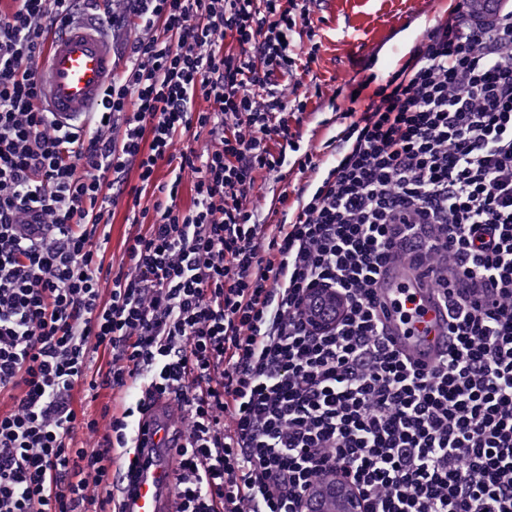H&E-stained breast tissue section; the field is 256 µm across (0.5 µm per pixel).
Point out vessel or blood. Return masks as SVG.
<instances>
[{
  "instance_id": "obj_1",
  "label": "vessel or blood",
  "mask_w": 512,
  "mask_h": 512,
  "mask_svg": "<svg viewBox=\"0 0 512 512\" xmlns=\"http://www.w3.org/2000/svg\"><path fill=\"white\" fill-rule=\"evenodd\" d=\"M112 48L102 25H60L40 70L38 84L46 107L56 122L68 128L84 127L100 102L112 75ZM386 317V334L423 369L433 368L448 348V316L437 303L422 269L408 264L388 267L378 291ZM157 398L148 415L135 425L136 442L153 453L137 477H130L124 461L112 465L114 495L129 512H173L175 482L174 441L164 409Z\"/></svg>"
}]
</instances>
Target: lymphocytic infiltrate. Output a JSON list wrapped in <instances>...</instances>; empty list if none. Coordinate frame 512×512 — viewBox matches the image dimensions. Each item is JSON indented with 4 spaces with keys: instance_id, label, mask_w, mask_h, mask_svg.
Listing matches in <instances>:
<instances>
[{
    "instance_id": "1",
    "label": "lymphocytic infiltrate",
    "mask_w": 512,
    "mask_h": 512,
    "mask_svg": "<svg viewBox=\"0 0 512 512\" xmlns=\"http://www.w3.org/2000/svg\"><path fill=\"white\" fill-rule=\"evenodd\" d=\"M306 2L94 0L116 69L84 131L38 86L79 0H0V512H121L113 455L159 394L186 423L176 512H303L329 471L365 512H512V0L488 21L465 0L357 83L332 163L272 224L287 165L317 168ZM127 198L143 230L112 269ZM396 263L431 272L448 313L428 371L385 338ZM322 289L343 309L318 325ZM78 385L121 412L77 410ZM125 208L126 202L124 201L120 209H118L114 217H112L111 239L105 252V264L112 262L114 269L118 267L121 261L123 240L129 233L135 231L137 228V224H126Z\"/></svg>"
}]
</instances>
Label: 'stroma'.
I'll return each mask as SVG.
<instances>
[{"mask_svg": "<svg viewBox=\"0 0 512 512\" xmlns=\"http://www.w3.org/2000/svg\"><path fill=\"white\" fill-rule=\"evenodd\" d=\"M441 0H310V14L322 47L304 79L312 95L304 115L314 130L310 148L320 163L331 159L326 141L337 129L326 97L349 80L370 74L387 75L399 53L421 36L422 22L441 9Z\"/></svg>", "mask_w": 512, "mask_h": 512, "instance_id": "obj_1", "label": "stroma"}]
</instances>
